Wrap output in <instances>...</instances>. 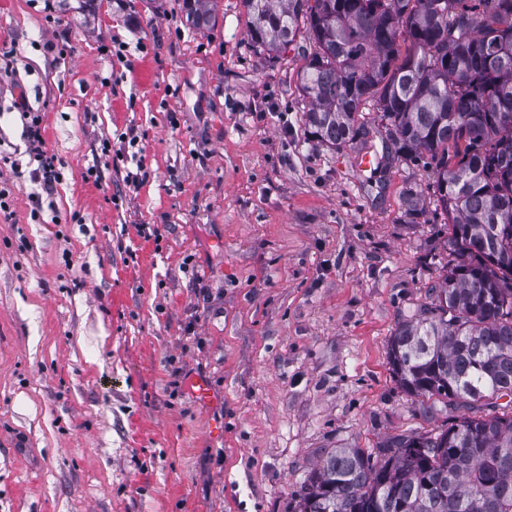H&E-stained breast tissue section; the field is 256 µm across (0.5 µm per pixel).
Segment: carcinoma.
Masks as SVG:
<instances>
[{"label": "carcinoma", "mask_w": 512, "mask_h": 512, "mask_svg": "<svg viewBox=\"0 0 512 512\" xmlns=\"http://www.w3.org/2000/svg\"><path fill=\"white\" fill-rule=\"evenodd\" d=\"M252 47L279 55L306 31L298 78L317 142L369 134L382 155L429 157L448 217L441 282L398 323L392 375L422 411H462L441 430L374 448H332L295 492L293 512H512V0H243ZM213 25L207 0H183ZM406 44L400 54V44Z\"/></svg>", "instance_id": "carcinoma-1"}]
</instances>
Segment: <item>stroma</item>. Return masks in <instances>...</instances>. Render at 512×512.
I'll use <instances>...</instances> for the list:
<instances>
[{"mask_svg":"<svg viewBox=\"0 0 512 512\" xmlns=\"http://www.w3.org/2000/svg\"><path fill=\"white\" fill-rule=\"evenodd\" d=\"M213 2L199 31L182 0H0V512H291L328 450L450 417L387 356L447 263L432 164L313 141L302 51ZM27 111L60 172L37 197Z\"/></svg>","mask_w":512,"mask_h":512,"instance_id":"35a3bbf8","label":"stroma"}]
</instances>
